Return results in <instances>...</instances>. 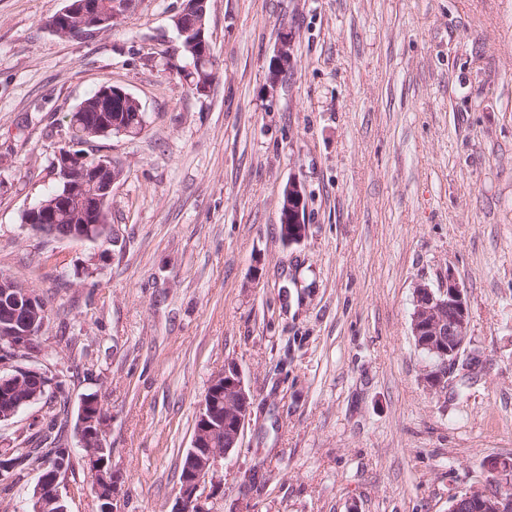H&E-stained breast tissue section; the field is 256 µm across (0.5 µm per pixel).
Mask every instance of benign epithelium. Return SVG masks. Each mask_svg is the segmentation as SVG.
I'll list each match as a JSON object with an SVG mask.
<instances>
[{
  "mask_svg": "<svg viewBox=\"0 0 512 512\" xmlns=\"http://www.w3.org/2000/svg\"><path fill=\"white\" fill-rule=\"evenodd\" d=\"M135 0H110L109 9L101 11L94 0H64V5L45 19L50 32L69 38L79 29L85 37L111 30L114 23L131 10ZM207 0H186L183 10L175 17L178 38L197 31L204 33ZM293 37L284 32L272 58V79L288 69L293 60ZM100 100L108 107L121 106L135 97L117 86H105L99 92ZM92 135H123L124 127L108 124L105 117L97 119V126L87 129ZM55 174L63 191L49 203H38L26 211L25 223L52 224L61 212L78 211L84 221L79 230L69 235L73 240H98L97 229L108 223V204L112 188L124 176V168L109 156H102L92 166L85 154L64 149L54 160ZM306 194L302 184L291 180L283 191L280 220L283 234L290 244L302 242L308 233L303 218ZM0 385L21 388L34 385L35 392L24 394L18 406L30 408L45 399V388L54 385L56 376L36 366L42 356L41 346L32 341L43 330L42 301L30 288H19L8 273H0ZM414 308L411 314V336L418 350L428 360L422 380L427 390L441 393L448 387L447 379L459 364L476 368L482 364L480 356L467 352L470 330V312L463 285L453 274H448L438 288L425 284L414 288ZM88 398L81 399L75 425L78 447L92 474L91 491L95 495L98 512H120L117 508L119 476L109 465L111 449L104 442L105 419L88 417ZM253 395L246 389L243 374L234 362L212 380L194 427L192 445L187 449L186 465L179 486V494L171 512H210L209 497L204 495L206 483H219L218 474L223 461L238 447L248 421ZM74 449L63 448L33 468L38 474L30 499L28 512H67L61 488L66 483L68 464L73 462ZM486 479L453 494L448 512H512V457L491 456L483 463ZM17 465L11 454L0 455V481L11 483L16 478Z\"/></svg>",
  "mask_w": 512,
  "mask_h": 512,
  "instance_id": "obj_1",
  "label": "benign epithelium"
}]
</instances>
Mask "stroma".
I'll list each match as a JSON object with an SVG mask.
<instances>
[{"instance_id":"stroma-1","label":"stroma","mask_w":512,"mask_h":512,"mask_svg":"<svg viewBox=\"0 0 512 512\" xmlns=\"http://www.w3.org/2000/svg\"><path fill=\"white\" fill-rule=\"evenodd\" d=\"M184 0L57 36L62 0H0V269L42 296V367L67 420L98 394L121 512H170L211 380L254 396L212 512H448L512 455V0H208L217 77L171 72ZM294 64L269 77L280 32ZM145 128L85 145L126 175L111 241L48 238L24 212L58 185L72 111L99 88ZM308 235H280L288 181ZM467 290L465 392L436 395L413 289ZM82 457L62 495L97 512Z\"/></svg>"}]
</instances>
